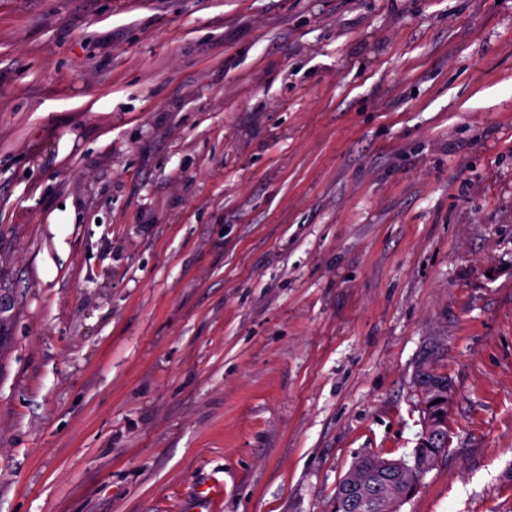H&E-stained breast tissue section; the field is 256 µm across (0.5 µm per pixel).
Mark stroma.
Here are the masks:
<instances>
[{
  "mask_svg": "<svg viewBox=\"0 0 512 512\" xmlns=\"http://www.w3.org/2000/svg\"><path fill=\"white\" fill-rule=\"evenodd\" d=\"M0 512H512V0H0ZM425 410L427 415L426 425L428 421L433 423V425H431V429L437 430L438 433L441 434V438H430L426 445L421 446V440L424 438L425 432V430H423L417 448H414L413 451L412 464H408L402 459H390L379 454H368L365 456L358 455L355 457L348 472L341 478L340 485L348 476L350 469L354 465H359L364 476L383 474L386 477L385 479H379L386 482V485L389 486L388 496L379 502L376 505V508L372 510H365L360 506V504H357L355 508L339 511L343 510L336 508V498L337 491L340 487L339 485L336 486V495L334 496L331 504L334 512H391L390 509L392 503H398L400 507L416 493L414 492L416 477L422 475L423 479L424 475L432 469H424V467L433 459L439 460L448 451V404L440 408L439 412H442V415H439V412H436L435 410L430 413L427 409ZM388 463H390L389 466H387ZM394 464H399V466H395ZM422 479L419 483L420 485L422 483ZM387 486L375 481L371 489L373 497L366 501L364 505L365 508H373L375 499L385 495Z\"/></svg>",
  "mask_w": 512,
  "mask_h": 512,
  "instance_id": "1",
  "label": "stroma"
}]
</instances>
